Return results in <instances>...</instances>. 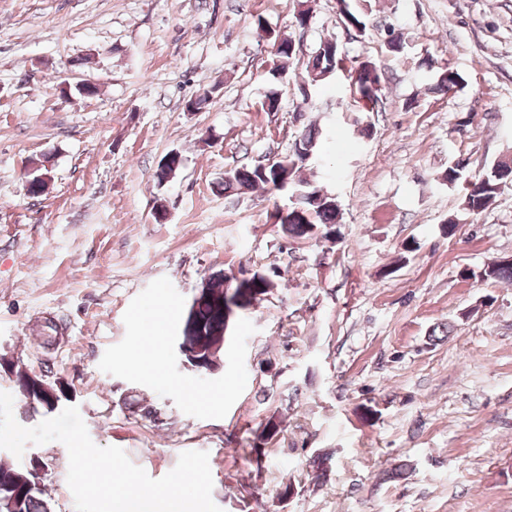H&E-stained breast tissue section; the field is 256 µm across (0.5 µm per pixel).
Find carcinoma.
<instances>
[{
	"label": "carcinoma",
	"mask_w": 512,
	"mask_h": 512,
	"mask_svg": "<svg viewBox=\"0 0 512 512\" xmlns=\"http://www.w3.org/2000/svg\"><path fill=\"white\" fill-rule=\"evenodd\" d=\"M336 9L341 23L350 32V39L356 40L365 34L367 17L371 12V0H336ZM258 28L264 30L270 40L279 44L275 54L276 61L268 71L262 108L274 113L280 110L282 100L281 86L286 80L296 56V46L291 37L284 36L269 28L263 17H257ZM385 50L398 55L405 48L403 34L390 30L384 40ZM343 73L349 77L360 97L354 99L358 110L371 112L379 100L382 91L383 73L375 62L368 57H349L334 38L320 41L308 57L305 75L299 91L303 103L311 100L313 91L330 77ZM462 77L455 71L443 68L438 72L432 89L446 91L458 86ZM320 143L316 127L309 125L294 136L293 145L288 155L274 164L261 167L256 164H242L224 172L220 183L226 196L246 195L258 188L272 187L286 191L290 196L298 195L297 204L288 205L287 217L277 222L284 236L293 240H305L318 236L334 240L339 235L336 224L340 223V209L336 199L327 197L313 203L310 196L319 195V189L303 178L305 161L319 152ZM170 162L158 166L156 177L162 186L172 178L180 168L181 155L165 154ZM512 182V163L502 160L492 165L485 173L475 176L464 186L463 210L470 215H479L488 209L507 183ZM483 278L495 283L512 284V264L497 262L487 267ZM248 291L237 292L244 299L242 307L251 302H258L268 294L270 278L260 271L248 276ZM234 296L229 289L207 299L197 309L188 313L184 330L194 336L197 343L207 345L213 336L224 330L229 304ZM25 392V399L32 408H42L48 412L55 411L61 404L66 391L62 388H46L40 379L27 378L20 381ZM285 426L276 415L269 416L262 428L245 439L246 455L262 470L264 459L272 451V445L283 433ZM0 512H51V506L42 497L39 488V475L35 464L18 468L0 460Z\"/></svg>",
	"instance_id": "obj_1"
}]
</instances>
